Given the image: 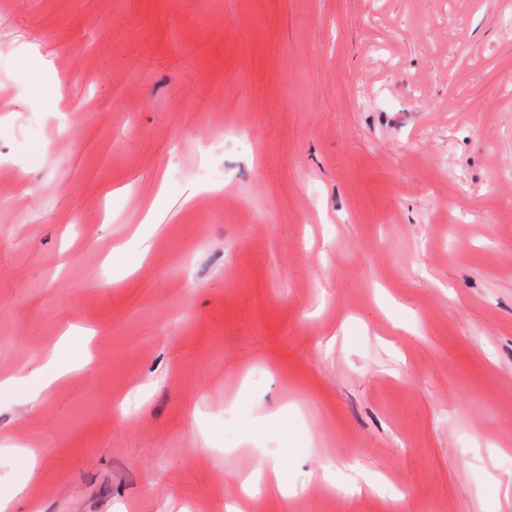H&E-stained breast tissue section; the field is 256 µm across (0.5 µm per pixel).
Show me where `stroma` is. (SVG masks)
<instances>
[{"label": "stroma", "instance_id": "obj_1", "mask_svg": "<svg viewBox=\"0 0 512 512\" xmlns=\"http://www.w3.org/2000/svg\"><path fill=\"white\" fill-rule=\"evenodd\" d=\"M6 378L9 512H512V0H0Z\"/></svg>", "mask_w": 512, "mask_h": 512}]
</instances>
